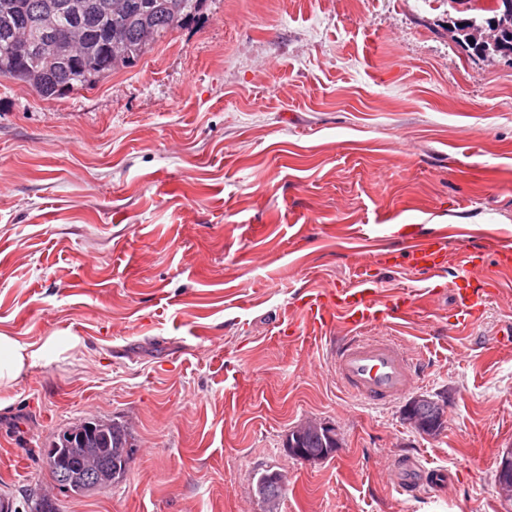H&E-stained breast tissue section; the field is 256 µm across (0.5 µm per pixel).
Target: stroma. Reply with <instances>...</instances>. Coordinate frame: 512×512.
Returning a JSON list of instances; mask_svg holds the SVG:
<instances>
[{
    "instance_id": "obj_1",
    "label": "stroma",
    "mask_w": 512,
    "mask_h": 512,
    "mask_svg": "<svg viewBox=\"0 0 512 512\" xmlns=\"http://www.w3.org/2000/svg\"><path fill=\"white\" fill-rule=\"evenodd\" d=\"M455 0H207L202 17L94 88L45 100L0 77V330L76 336L0 390V499L29 512H512L496 467L512 449V57H481L451 26ZM439 234L451 260L483 253L499 292L455 330L447 277L409 263ZM383 297L438 288L369 328L445 395L441 433L405 399L346 392L335 324L314 332L301 293L364 265ZM83 418L128 424L122 481L59 489L44 462ZM335 428L327 458L285 446ZM404 458L445 470L410 499ZM282 475L277 472L262 474L256 482L257 494L267 503L280 500L283 490Z\"/></svg>"
}]
</instances>
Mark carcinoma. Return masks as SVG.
<instances>
[{
  "label": "carcinoma",
  "mask_w": 512,
  "mask_h": 512,
  "mask_svg": "<svg viewBox=\"0 0 512 512\" xmlns=\"http://www.w3.org/2000/svg\"><path fill=\"white\" fill-rule=\"evenodd\" d=\"M71 0H0V77L20 81L45 99L62 98L79 89H88L112 70L131 66L152 45L177 29L196 20L207 0H77L82 9L75 14ZM469 5L471 16L454 22L458 40L480 56H512V19L499 27L493 42L474 40L473 30L489 18H501L500 0H459ZM51 11L58 16L56 30L71 34L73 52L64 59L20 57L10 38L28 34L33 41L49 38L37 23V14ZM408 419L428 434L445 426L444 410L431 398L414 400L407 408ZM132 435L122 424L109 423L82 427L60 434L48 450L55 458L48 466L53 481L63 487L64 478L74 467L97 457L110 473L108 489L123 478L132 454ZM287 448L302 459L328 456L337 448L336 434L329 428L304 426L291 432ZM283 478L277 472L265 473L256 482L257 494L267 503L282 496Z\"/></svg>",
  "instance_id": "carcinoma-1"
}]
</instances>
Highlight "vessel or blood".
Masks as SVG:
<instances>
[{
  "instance_id": "vessel-or-blood-1",
  "label": "vessel or blood",
  "mask_w": 512,
  "mask_h": 512,
  "mask_svg": "<svg viewBox=\"0 0 512 512\" xmlns=\"http://www.w3.org/2000/svg\"><path fill=\"white\" fill-rule=\"evenodd\" d=\"M410 259L421 272L432 274L445 269L447 255L439 238L431 237L414 245ZM472 252L460 260L449 288L456 311L455 324L467 327L485 309L491 297L492 283L471 276L470 267L480 261ZM381 282L371 267H364L344 288L306 290L300 308L309 324L323 330L339 322L350 330L349 336L336 343V374L342 386L369 405H379L400 398L414 386L419 369L402 348L385 336H361L362 328L372 325L387 312H405L417 297L404 293L384 301ZM402 493L415 496L428 480L441 477V470L420 468L415 463L399 466Z\"/></svg>"
}]
</instances>
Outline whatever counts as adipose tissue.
Returning a JSON list of instances; mask_svg holds the SVG:
<instances>
[{"label": "adipose tissue", "mask_w": 512, "mask_h": 512, "mask_svg": "<svg viewBox=\"0 0 512 512\" xmlns=\"http://www.w3.org/2000/svg\"><path fill=\"white\" fill-rule=\"evenodd\" d=\"M80 347L78 337H46L40 344H24L0 331V390L10 389L27 371L44 361L69 359Z\"/></svg>", "instance_id": "ef3b65f1"}]
</instances>
